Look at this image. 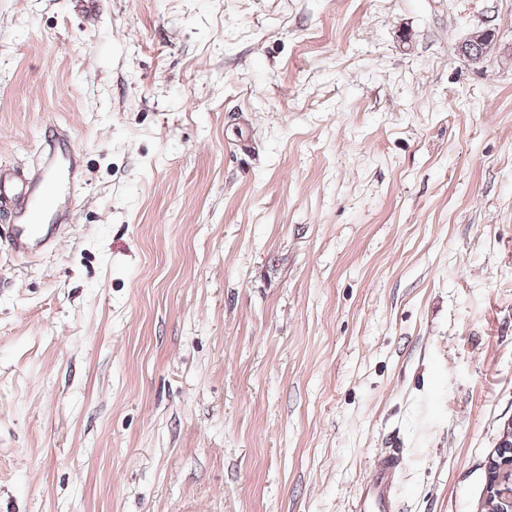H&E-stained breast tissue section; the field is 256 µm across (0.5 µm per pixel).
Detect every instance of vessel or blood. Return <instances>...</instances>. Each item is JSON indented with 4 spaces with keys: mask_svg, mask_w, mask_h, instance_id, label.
<instances>
[{
    "mask_svg": "<svg viewBox=\"0 0 512 512\" xmlns=\"http://www.w3.org/2000/svg\"><path fill=\"white\" fill-rule=\"evenodd\" d=\"M58 124L49 121L41 129L44 164L26 175L0 167V211L10 215L5 238L12 254L25 257L55 240L62 225L71 223V210L60 202L74 185L73 169L59 164ZM401 454L389 448L381 453L363 483L356 502V512H390L391 489L399 473Z\"/></svg>",
    "mask_w": 512,
    "mask_h": 512,
    "instance_id": "b4317fda",
    "label": "vessel or blood"
}]
</instances>
